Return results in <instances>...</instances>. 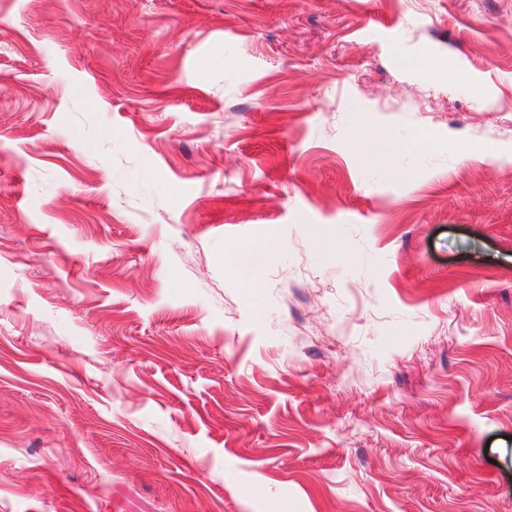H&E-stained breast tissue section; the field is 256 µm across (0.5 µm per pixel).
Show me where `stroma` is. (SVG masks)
Listing matches in <instances>:
<instances>
[{
    "mask_svg": "<svg viewBox=\"0 0 512 512\" xmlns=\"http://www.w3.org/2000/svg\"><path fill=\"white\" fill-rule=\"evenodd\" d=\"M0 512H512V0H0Z\"/></svg>",
    "mask_w": 512,
    "mask_h": 512,
    "instance_id": "obj_1",
    "label": "stroma"
}]
</instances>
